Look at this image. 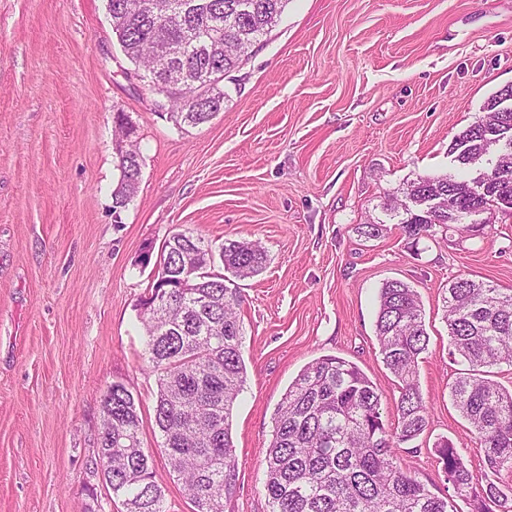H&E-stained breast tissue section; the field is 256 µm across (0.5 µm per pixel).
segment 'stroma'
<instances>
[{"label":"stroma","mask_w":512,"mask_h":512,"mask_svg":"<svg viewBox=\"0 0 512 512\" xmlns=\"http://www.w3.org/2000/svg\"><path fill=\"white\" fill-rule=\"evenodd\" d=\"M223 85L212 120L177 126L121 53L106 0H0V512H123L93 465L101 397L125 384L157 450L137 304L178 227L267 254L237 283L247 383L224 512H269L274 413L312 360L355 363L395 422L399 381L375 333L391 279L417 290L430 336L429 425L397 463L446 495L434 447L447 438L480 473L450 395L443 296L459 277L512 291V210L413 245L390 209L419 177H472L449 146L512 87V0H289ZM120 112L141 175L117 211Z\"/></svg>","instance_id":"obj_1"}]
</instances>
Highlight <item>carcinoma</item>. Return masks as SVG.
<instances>
[{"mask_svg":"<svg viewBox=\"0 0 512 512\" xmlns=\"http://www.w3.org/2000/svg\"><path fill=\"white\" fill-rule=\"evenodd\" d=\"M156 0L152 15L137 13V0H107L113 33L125 57L149 86L167 95L179 125L208 122L224 103L218 84L239 67L250 48L277 24L288 0ZM212 96L188 102L197 85ZM512 89L492 96L485 119L452 141L449 153L464 168L501 145L499 164L471 181L451 175L421 177L408 185L400 223L416 240L449 229L489 207L512 209V110L502 107ZM117 113L123 144L122 180L113 208L135 193L131 175L139 148ZM449 202L431 211L424 196ZM220 259L237 279L259 274L266 253L256 243L230 241L215 252L189 230L165 240L156 279L141 299L144 356L157 374L154 424L160 453L183 484L195 512H224L236 493L232 410L244 389V331L238 288L210 269ZM449 355L464 366L450 386L453 404L483 451L476 478L455 444L442 439L435 453L454 493L471 512H512V390L494 380V368L512 365V292L457 278L443 298ZM376 337L383 363L399 380L397 423L382 419L381 394L355 364L337 356L308 363L278 404L266 452L265 489L270 512H458L454 500L433 493L396 463V448L421 435L429 423L419 392L418 360L429 344L417 291L402 280L383 283ZM97 458L107 462L112 497L125 512H167L155 479L153 452L142 447L141 411L131 390L111 384L101 400Z\"/></svg>","mask_w":512,"mask_h":512,"instance_id":"carcinoma-1","label":"carcinoma"}]
</instances>
